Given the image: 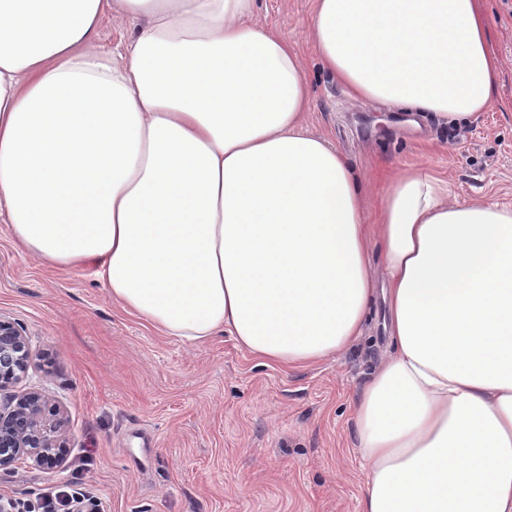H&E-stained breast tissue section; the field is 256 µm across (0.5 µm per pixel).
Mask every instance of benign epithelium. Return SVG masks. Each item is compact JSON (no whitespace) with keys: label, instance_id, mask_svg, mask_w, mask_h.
Instances as JSON below:
<instances>
[{"label":"benign epithelium","instance_id":"obj_1","mask_svg":"<svg viewBox=\"0 0 512 512\" xmlns=\"http://www.w3.org/2000/svg\"><path fill=\"white\" fill-rule=\"evenodd\" d=\"M30 359L27 337L0 321V390L25 373ZM66 450L61 420L45 407L39 391H29L8 406L0 404V468L24 456L38 467L60 463Z\"/></svg>","mask_w":512,"mask_h":512}]
</instances>
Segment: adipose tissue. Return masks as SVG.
Here are the masks:
<instances>
[{
	"label": "adipose tissue",
	"instance_id": "adipose-tissue-1",
	"mask_svg": "<svg viewBox=\"0 0 512 512\" xmlns=\"http://www.w3.org/2000/svg\"><path fill=\"white\" fill-rule=\"evenodd\" d=\"M256 5L0 0V217L163 335L268 363L334 357L382 299L361 512H512V205L407 167L368 214ZM107 12L137 24L117 54L93 40ZM309 38L354 100L454 125L494 100L477 0H316Z\"/></svg>",
	"mask_w": 512,
	"mask_h": 512
}]
</instances>
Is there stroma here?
Segmentation results:
<instances>
[{"mask_svg":"<svg viewBox=\"0 0 512 512\" xmlns=\"http://www.w3.org/2000/svg\"><path fill=\"white\" fill-rule=\"evenodd\" d=\"M314 0H259L260 20L288 39L312 89L306 127L379 190L386 173L422 164L456 195L512 203V0H481L499 76L472 124L354 101L312 53ZM0 319L27 335L33 364L8 393L43 392L65 421L53 469H0V499L77 481L106 512H361L359 395L391 353L375 302L363 336L336 357L283 367L220 335L200 346L161 335L114 304L87 270L43 266L0 223Z\"/></svg>","mask_w":512,"mask_h":512,"instance_id":"1","label":"stroma"}]
</instances>
